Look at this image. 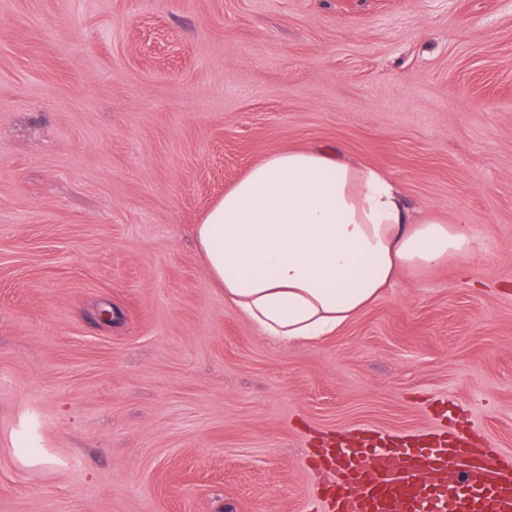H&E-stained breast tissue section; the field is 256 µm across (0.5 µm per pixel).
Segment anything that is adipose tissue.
<instances>
[{"mask_svg":"<svg viewBox=\"0 0 512 512\" xmlns=\"http://www.w3.org/2000/svg\"><path fill=\"white\" fill-rule=\"evenodd\" d=\"M194 238L225 303L284 346L333 335L403 269L473 254L467 225L413 218L392 179L326 148L266 154Z\"/></svg>","mask_w":512,"mask_h":512,"instance_id":"1","label":"adipose tissue"}]
</instances>
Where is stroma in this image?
I'll return each instance as SVG.
<instances>
[{
    "label": "stroma",
    "mask_w": 512,
    "mask_h": 512,
    "mask_svg": "<svg viewBox=\"0 0 512 512\" xmlns=\"http://www.w3.org/2000/svg\"><path fill=\"white\" fill-rule=\"evenodd\" d=\"M313 146L475 253L284 347L193 233ZM459 426L512 455V0H0V512H310L319 443Z\"/></svg>",
    "instance_id": "obj_1"
}]
</instances>
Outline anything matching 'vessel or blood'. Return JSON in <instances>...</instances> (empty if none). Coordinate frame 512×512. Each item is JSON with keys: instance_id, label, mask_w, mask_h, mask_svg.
<instances>
[{"instance_id": "obj_1", "label": "vessel or blood", "mask_w": 512, "mask_h": 512, "mask_svg": "<svg viewBox=\"0 0 512 512\" xmlns=\"http://www.w3.org/2000/svg\"><path fill=\"white\" fill-rule=\"evenodd\" d=\"M328 512H512V462L471 437L366 431L320 449Z\"/></svg>"}]
</instances>
